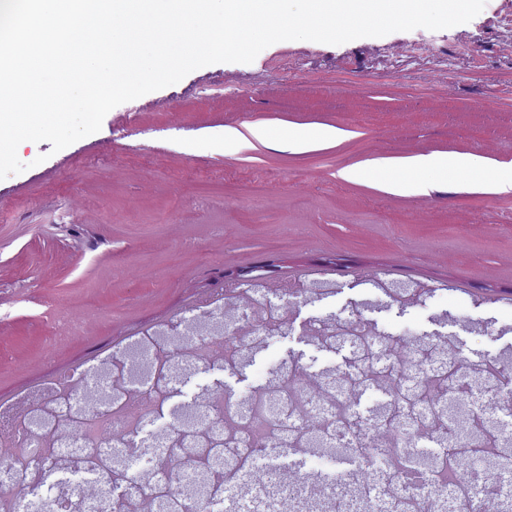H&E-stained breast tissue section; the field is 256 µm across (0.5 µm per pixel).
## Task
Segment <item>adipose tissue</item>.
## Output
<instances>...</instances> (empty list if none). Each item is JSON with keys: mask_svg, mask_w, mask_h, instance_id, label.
Listing matches in <instances>:
<instances>
[{"mask_svg": "<svg viewBox=\"0 0 512 512\" xmlns=\"http://www.w3.org/2000/svg\"><path fill=\"white\" fill-rule=\"evenodd\" d=\"M385 191L394 193L414 186L428 193L454 183H466L494 193L512 190V169L488 173L481 158L461 161L445 155L388 162L373 172Z\"/></svg>", "mask_w": 512, "mask_h": 512, "instance_id": "obj_1", "label": "adipose tissue"}]
</instances>
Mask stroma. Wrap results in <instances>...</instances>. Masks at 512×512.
<instances>
[{
    "mask_svg": "<svg viewBox=\"0 0 512 512\" xmlns=\"http://www.w3.org/2000/svg\"><path fill=\"white\" fill-rule=\"evenodd\" d=\"M326 127L343 138L308 152L222 139ZM17 154L27 170L0 180V403L153 325L180 338L202 298L226 317L267 321L238 331L234 362L213 352L179 379L146 382L162 400L126 436L116 486L136 482L178 512L195 460L237 446L228 431L180 422L189 410L211 416L217 392L234 410L273 396L270 435L289 441L283 474L313 486L297 512H326L336 474L361 504L388 496L402 474L376 450L384 437L411 458L443 439L427 459L457 453L459 490L512 485V404L500 396L512 380V192L391 194L338 176L433 154L512 168V0H486L444 30L278 42L252 63L205 66L115 107L59 152L26 141ZM240 269L259 301L226 296ZM428 379L468 400L499 456L458 441L447 396L421 393ZM340 399L347 422L323 420L320 445H309L305 423ZM355 434L367 446L344 474L335 457ZM96 465L69 461L32 480L54 510Z\"/></svg>",
    "mask_w": 512,
    "mask_h": 512,
    "instance_id": "obj_1",
    "label": "stroma"
}]
</instances>
